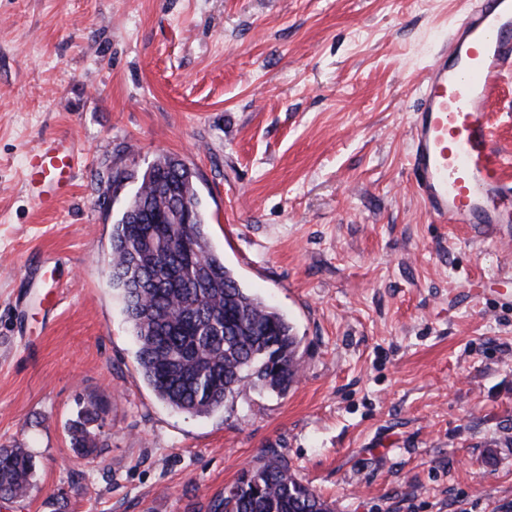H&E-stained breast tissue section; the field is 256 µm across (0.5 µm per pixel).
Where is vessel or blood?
<instances>
[{
	"instance_id": "1",
	"label": "vessel or blood",
	"mask_w": 512,
	"mask_h": 512,
	"mask_svg": "<svg viewBox=\"0 0 512 512\" xmlns=\"http://www.w3.org/2000/svg\"><path fill=\"white\" fill-rule=\"evenodd\" d=\"M512 65V0H471L429 66L411 129V168L431 217L448 224H512V181L485 112ZM84 158L61 137L39 141L24 175L27 192L52 206L68 196Z\"/></svg>"
}]
</instances>
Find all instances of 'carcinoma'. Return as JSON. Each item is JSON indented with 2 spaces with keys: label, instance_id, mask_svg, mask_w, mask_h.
I'll use <instances>...</instances> for the list:
<instances>
[{
  "label": "carcinoma",
  "instance_id": "obj_1",
  "mask_svg": "<svg viewBox=\"0 0 512 512\" xmlns=\"http://www.w3.org/2000/svg\"><path fill=\"white\" fill-rule=\"evenodd\" d=\"M186 198L190 223L173 237L147 242L145 215H159ZM195 172L162 156L143 173L112 233L111 276L123 292L138 344L143 380L162 403L191 415L223 405L243 382L283 391L298 373L297 337L288 320L242 287L205 231ZM32 457L0 448V497L27 495ZM210 512H334L333 504L299 482L288 459L268 448L241 472Z\"/></svg>",
  "mask_w": 512,
  "mask_h": 512
}]
</instances>
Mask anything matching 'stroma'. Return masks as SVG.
Here are the masks:
<instances>
[{
	"label": "stroma",
	"mask_w": 512,
	"mask_h": 512,
	"mask_svg": "<svg viewBox=\"0 0 512 512\" xmlns=\"http://www.w3.org/2000/svg\"><path fill=\"white\" fill-rule=\"evenodd\" d=\"M467 0H0V512H208L265 448L335 512H512V241L441 224L412 106ZM512 168V67L486 108ZM71 139L69 196L26 192ZM183 160L214 252L284 314L300 372L202 416L160 402L112 285V227ZM93 411L97 446L71 427ZM83 167L84 158L73 142L44 138L29 156L24 174L26 191L40 204L51 207L70 194L74 175ZM32 469V457L26 449L0 448V497H25Z\"/></svg>",
	"instance_id": "35a3bbf8"
}]
</instances>
